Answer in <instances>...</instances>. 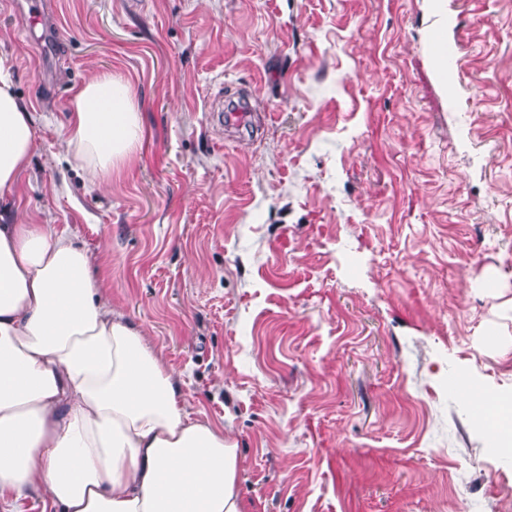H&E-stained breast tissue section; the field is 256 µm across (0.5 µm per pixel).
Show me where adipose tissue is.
Here are the masks:
<instances>
[{"label":"adipose tissue","instance_id":"ef3b65f1","mask_svg":"<svg viewBox=\"0 0 512 512\" xmlns=\"http://www.w3.org/2000/svg\"><path fill=\"white\" fill-rule=\"evenodd\" d=\"M9 70L0 58V200L34 148ZM142 136L122 78L74 92L67 146L92 182ZM93 261L67 231L0 222V512H248L236 441L187 411L183 372L112 308Z\"/></svg>","mask_w":512,"mask_h":512}]
</instances>
